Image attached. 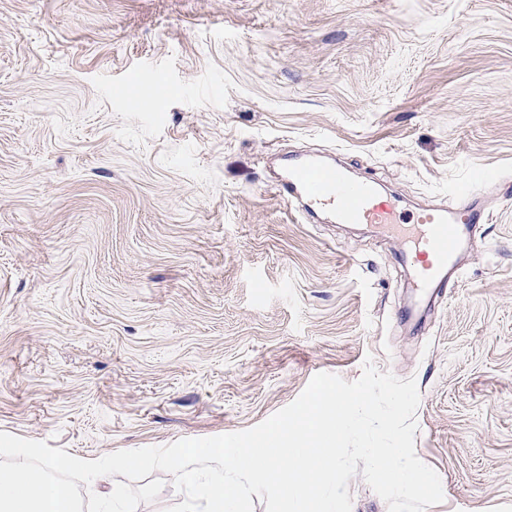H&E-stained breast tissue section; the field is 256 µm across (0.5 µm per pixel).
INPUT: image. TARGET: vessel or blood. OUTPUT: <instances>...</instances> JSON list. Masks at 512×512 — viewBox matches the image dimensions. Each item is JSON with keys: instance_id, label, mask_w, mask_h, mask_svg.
I'll list each match as a JSON object with an SVG mask.
<instances>
[{"instance_id": "vessel-or-blood-1", "label": "vessel or blood", "mask_w": 512, "mask_h": 512, "mask_svg": "<svg viewBox=\"0 0 512 512\" xmlns=\"http://www.w3.org/2000/svg\"><path fill=\"white\" fill-rule=\"evenodd\" d=\"M278 192L298 213L324 210L338 223L366 224L401 237L415 269L416 286L423 290L442 283L467 229L488 220L475 207H434L416 210L408 223H401L399 199L380 194L372 182L350 179L340 167L316 157L286 161Z\"/></svg>"}]
</instances>
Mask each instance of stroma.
<instances>
[{
    "mask_svg": "<svg viewBox=\"0 0 512 512\" xmlns=\"http://www.w3.org/2000/svg\"><path fill=\"white\" fill-rule=\"evenodd\" d=\"M297 153L409 207L501 181L422 294L401 241L296 218ZM510 182L512 0H0V431L237 432L369 358L417 382L426 512H512Z\"/></svg>",
    "mask_w": 512,
    "mask_h": 512,
    "instance_id": "obj_1",
    "label": "stroma"
}]
</instances>
